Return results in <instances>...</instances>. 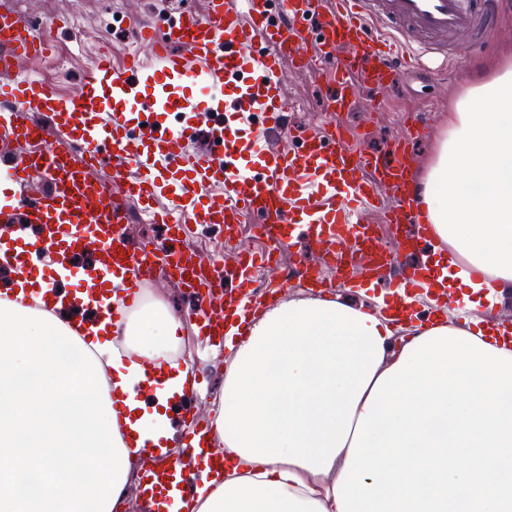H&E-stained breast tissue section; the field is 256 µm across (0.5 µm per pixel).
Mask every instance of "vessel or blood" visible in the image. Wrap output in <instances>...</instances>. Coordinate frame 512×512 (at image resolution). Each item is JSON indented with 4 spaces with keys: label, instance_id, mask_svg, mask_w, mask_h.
<instances>
[{
    "label": "vessel or blood",
    "instance_id": "obj_1",
    "mask_svg": "<svg viewBox=\"0 0 512 512\" xmlns=\"http://www.w3.org/2000/svg\"><path fill=\"white\" fill-rule=\"evenodd\" d=\"M498 0H205L203 11L176 7L133 31L139 52L114 65L100 55L92 72L65 96L47 82L19 75L22 59L49 58L59 20L33 23L10 0H0V224L16 275L29 279L33 255L96 253L77 268L82 291L109 309L113 322L140 297L158 261L152 246L131 251L126 227L135 213L167 225L168 257L199 304L192 333L223 341L230 311L250 315L255 275L296 231L317 242L337 286L358 290L398 265V250L413 251L429 236L419 216L407 142L384 155L350 145L337 120L361 86L385 91L412 61L448 68L454 46L489 38ZM318 75L330 117L322 130L289 126L283 93L285 66ZM197 115L208 121L214 151L193 153L195 127L157 122L158 113ZM48 114L57 141L48 143L33 114ZM249 117L247 138L236 117ZM278 136L294 142L285 154L268 152ZM110 166V178L96 174ZM396 206L387 223L388 247L370 215L384 193ZM256 215L269 253L241 251L233 269L181 245L185 225H218L236 241L245 214ZM404 297L447 293L432 268H402ZM237 289L216 301L228 278ZM192 442L201 470L224 471V451L210 442L211 427L195 422ZM200 481L178 457L152 452L141 470L140 495L149 512H163L171 497L197 498Z\"/></svg>",
    "mask_w": 512,
    "mask_h": 512
}]
</instances>
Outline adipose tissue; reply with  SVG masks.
<instances>
[{
    "label": "adipose tissue",
    "mask_w": 512,
    "mask_h": 512,
    "mask_svg": "<svg viewBox=\"0 0 512 512\" xmlns=\"http://www.w3.org/2000/svg\"><path fill=\"white\" fill-rule=\"evenodd\" d=\"M454 102L418 183L433 228L431 265L471 290L461 329L512 354V328L475 315L483 289H512V50ZM0 512H117L144 446H175L168 409L189 394L173 357L182 323L142 303L122 324L83 293L49 307L0 252ZM380 310L342 295L272 305L248 318L224 376L214 435L229 461L189 512H339L334 486L373 385L404 347ZM69 340L79 366L59 360ZM149 389L150 400L137 398Z\"/></svg>",
    "instance_id": "obj_1"
}]
</instances>
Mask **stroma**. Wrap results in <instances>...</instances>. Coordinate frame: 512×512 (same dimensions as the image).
I'll return each instance as SVG.
<instances>
[{"mask_svg": "<svg viewBox=\"0 0 512 512\" xmlns=\"http://www.w3.org/2000/svg\"><path fill=\"white\" fill-rule=\"evenodd\" d=\"M501 7L494 20L497 34L461 50L449 71L423 66L404 69L400 81L389 91L380 93L361 87L352 111L343 113L341 123L352 134L354 147L376 153L399 136L405 135L403 120L407 112L428 108L426 136L414 140L411 151L415 158L414 173L422 175L435 154L439 140L448 128V113L453 101L480 75V67L497 48L512 46V0H500ZM19 13L28 20L53 15L69 19L70 26L59 35V51L68 57L65 71L56 72L44 64H21V71L44 78L54 92L65 95L81 79L92 64L97 48L112 36V12L120 10L124 24L153 21L163 12L166 0H14ZM293 106L288 119L301 126L319 127L325 120L324 98L315 77L308 71L292 70L284 89ZM190 243L199 248L203 258L222 259L233 266L237 247L262 249L267 245L254 224L242 225L237 245H225L224 232L216 226L190 225L186 231ZM180 347L187 350L195 368L205 369L204 380L189 404L198 407L203 418H211L214 408L224 399V374L218 363H231L232 350L214 348L212 341L191 336L188 329L180 331Z\"/></svg>", "mask_w": 512, "mask_h": 512, "instance_id": "1", "label": "stroma"}]
</instances>
